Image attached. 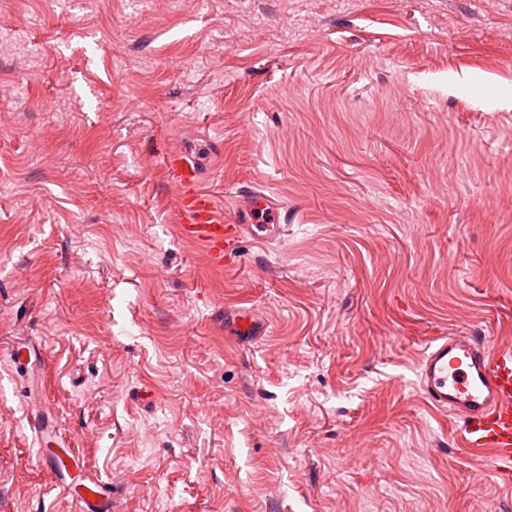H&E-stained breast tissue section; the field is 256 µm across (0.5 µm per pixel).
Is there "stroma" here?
<instances>
[{"instance_id": "stroma-1", "label": "stroma", "mask_w": 512, "mask_h": 512, "mask_svg": "<svg viewBox=\"0 0 512 512\" xmlns=\"http://www.w3.org/2000/svg\"><path fill=\"white\" fill-rule=\"evenodd\" d=\"M81 2L0 0V512H75L30 415L118 512H512L419 377L512 350V0ZM170 152L286 221L214 268ZM61 448H68V451L65 452V458L59 457L56 460H52L50 464L52 469L56 472L61 488L63 489L64 492L69 494V486L63 482L60 476L61 474H63V471L67 472L69 469L83 471L85 467V462L83 458L77 452H75L74 449L69 448V446H66L65 444L62 443Z\"/></svg>"}]
</instances>
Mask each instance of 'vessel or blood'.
<instances>
[{
	"mask_svg": "<svg viewBox=\"0 0 512 512\" xmlns=\"http://www.w3.org/2000/svg\"><path fill=\"white\" fill-rule=\"evenodd\" d=\"M163 167L179 195L182 239L201 244L211 263L223 267L243 232L238 216L224 213L211 193L198 186L197 167L184 153L168 155ZM421 387L435 407L457 420L459 447L488 452L494 474L512 477V351L491 347L471 333L442 336L430 345L420 365ZM76 504L78 512H112L99 480H91Z\"/></svg>",
	"mask_w": 512,
	"mask_h": 512,
	"instance_id": "1",
	"label": "vessel or blood"
}]
</instances>
